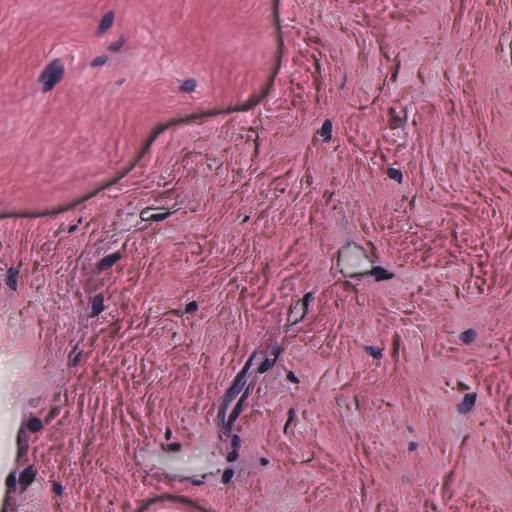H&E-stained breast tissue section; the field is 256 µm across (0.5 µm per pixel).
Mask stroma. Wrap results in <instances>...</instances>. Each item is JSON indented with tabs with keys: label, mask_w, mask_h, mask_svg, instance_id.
Segmentation results:
<instances>
[{
	"label": "stroma",
	"mask_w": 512,
	"mask_h": 512,
	"mask_svg": "<svg viewBox=\"0 0 512 512\" xmlns=\"http://www.w3.org/2000/svg\"><path fill=\"white\" fill-rule=\"evenodd\" d=\"M11 512H512V0H0Z\"/></svg>",
	"instance_id": "obj_1"
}]
</instances>
